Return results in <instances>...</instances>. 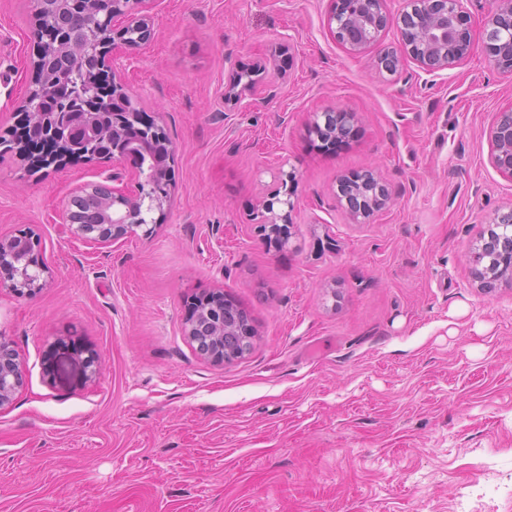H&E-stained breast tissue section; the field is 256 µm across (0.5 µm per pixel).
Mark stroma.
I'll list each match as a JSON object with an SVG mask.
<instances>
[{
    "label": "stroma",
    "instance_id": "35a3bbf8",
    "mask_svg": "<svg viewBox=\"0 0 512 512\" xmlns=\"http://www.w3.org/2000/svg\"><path fill=\"white\" fill-rule=\"evenodd\" d=\"M330 7L155 0L153 41L115 52L173 145L152 235L94 243L63 224L111 162L0 156V238L32 233L49 273L30 298L0 288L24 374L0 411V512H512V286L485 294L471 274L479 231L512 207L488 139L512 77L481 50L379 76L336 42ZM36 47L29 0H0V137ZM327 108L360 117L330 151L306 132ZM370 168L392 202L349 223L336 182ZM281 169L297 184L278 251L253 212ZM213 288L257 329L223 365L183 333Z\"/></svg>",
    "mask_w": 512,
    "mask_h": 512
}]
</instances>
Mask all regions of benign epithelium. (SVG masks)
<instances>
[{"label":"benign epithelium","mask_w":512,"mask_h":512,"mask_svg":"<svg viewBox=\"0 0 512 512\" xmlns=\"http://www.w3.org/2000/svg\"><path fill=\"white\" fill-rule=\"evenodd\" d=\"M155 0H112V21H102L98 32L97 51L76 54L77 65L84 73L94 71L99 75L112 69L110 86L100 89V94L111 93L122 102L124 111L112 113V138L119 145L112 147V162L130 161V177L134 186L130 190L110 187L112 191V223L89 227L73 219V200H68L62 210L63 223L71 233L99 243L117 242L160 225L162 215L172 202L170 172L145 170L141 155L146 145L135 137L124 140V126L136 118L138 110L120 72L112 68V51L119 45L136 49L148 43L153 36L150 9ZM356 11L346 7V12L333 10L328 19L335 40L348 52L375 53V67L384 74L394 75L409 61L427 74L452 69L475 49L481 47L494 66L512 74V0H497L495 10L482 25L481 43H476L474 28L463 9V0H400L401 6L392 13L386 0H352ZM395 28L401 42L398 46L383 43L385 33ZM50 82L34 70L33 89L19 106L21 113L35 115L42 104L49 101ZM70 95L55 99L56 109L63 117L56 137L62 138V147L45 157L41 167L48 168L64 160L91 157L89 144L97 136L99 123L104 119L94 96L82 97V90L69 87ZM360 118L355 112L329 109L313 112L308 122V133L330 135L332 141L349 139ZM491 158L494 167L512 177V109L498 114L490 128ZM297 180L293 171H280L259 199L257 217L260 230L267 235L278 226L292 223L294 192ZM335 196L347 214L350 223L365 224L370 214L383 209L391 199L388 184L374 170H367L357 179L341 177L337 180ZM159 213L154 219L151 214ZM36 240L30 235L18 238H0V285H6L21 296H32L44 272L35 254ZM206 308L188 316L183 331L196 344L197 353L216 363H228L240 354L233 352L236 345H247L255 335L251 320H243L238 313L228 319L214 320L209 311L224 306V291L217 290L201 296ZM24 384L19 355L13 342L0 335V411L9 407L16 392Z\"/></svg>","instance_id":"benign-epithelium-1"}]
</instances>
